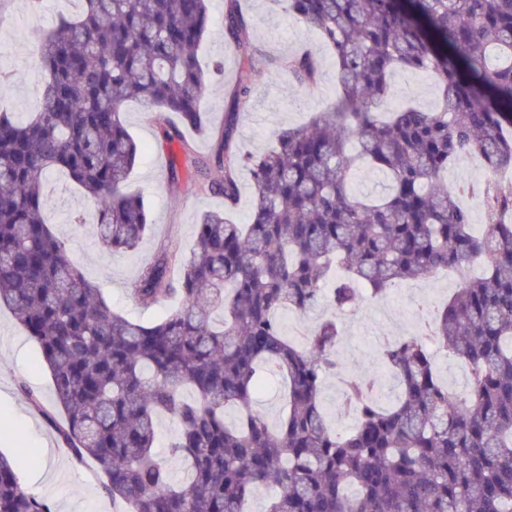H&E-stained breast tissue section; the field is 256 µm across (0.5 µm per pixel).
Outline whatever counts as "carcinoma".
Here are the masks:
<instances>
[{"label": "carcinoma", "mask_w": 512, "mask_h": 512, "mask_svg": "<svg viewBox=\"0 0 512 512\" xmlns=\"http://www.w3.org/2000/svg\"><path fill=\"white\" fill-rule=\"evenodd\" d=\"M228 3L226 33L248 59L247 22ZM284 3L334 55L341 94L258 154L232 150L233 112L211 158L193 156L183 134L212 133L199 60L207 0H79L36 45L39 110L0 113V306L39 346L56 412L28 398L76 461H94L124 512H246L264 483L278 487L266 512H512V188L498 178L512 172V0ZM397 69L433 74L439 104L382 111ZM283 71L308 88L317 60L305 50ZM132 101L179 143L198 191L224 196V211L201 215L191 256L169 242L140 269L139 305L178 298L148 324L112 308L45 219L48 176L62 172L95 203L107 249L146 236L145 202L126 191L138 154L124 122ZM470 155L489 170L476 188L487 235L473 233L444 179ZM360 163L383 178L382 195L351 189ZM243 172L254 204L236 224ZM437 270L455 277L448 300L418 301V335L381 352L396 402L381 406L367 376L345 379L340 401L357 422L331 430L320 393L339 371L336 321L298 347L277 313L324 300L353 311ZM429 340L468 365L464 398L440 380ZM268 369L288 386L274 427L254 409ZM165 416L177 426L170 454L191 471L183 483L154 450ZM15 468L0 455V512H51Z\"/></svg>", "instance_id": "obj_1"}]
</instances>
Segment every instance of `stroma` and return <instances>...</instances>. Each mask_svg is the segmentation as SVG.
<instances>
[{
	"label": "stroma",
	"mask_w": 512,
	"mask_h": 512,
	"mask_svg": "<svg viewBox=\"0 0 512 512\" xmlns=\"http://www.w3.org/2000/svg\"><path fill=\"white\" fill-rule=\"evenodd\" d=\"M211 27L199 58L203 67L221 64L220 72L207 80L204 101L212 125L221 126L224 114L237 110L236 146L245 152L269 148L276 133L305 125L311 115L332 109L338 94L334 57L319 43L316 31L305 27L275 0H240L253 49L245 62L224 31L226 0H210ZM71 0H5L0 6V104L17 116L36 111L45 86L35 45L59 16L74 13ZM315 52L318 76L314 86L302 88L281 73L283 58L299 48ZM249 76L251 96L233 102L232 89L241 76ZM437 85L429 74L399 69L389 80L390 107L413 103L430 108L437 102ZM125 125L140 152L129 180V189L143 196L150 211L151 229L133 251L115 254L99 241L93 220V204L74 184L60 175L49 180L51 205L46 220L64 237L74 260L102 289L117 311L139 320L161 317L165 309L144 310L130 288L140 268L160 244L177 240L190 252L194 230L203 212L224 207L223 196L198 194L188 177L170 178L171 150L162 140L158 125L136 102L124 109ZM84 217L80 231L68 219ZM455 286L452 277L408 282L378 302L363 304L357 314L340 319L341 341L336 358L350 376L366 375L380 386L383 406L397 393L391 377L382 372L367 348L382 332L409 335L416 300L447 299ZM43 402L53 399V383L35 342L27 336L11 311L0 307V453L18 462V481L28 494L48 500L55 512H118L102 489V479L92 462H76L47 419L29 403V395Z\"/></svg>",
	"instance_id": "obj_1"
}]
</instances>
